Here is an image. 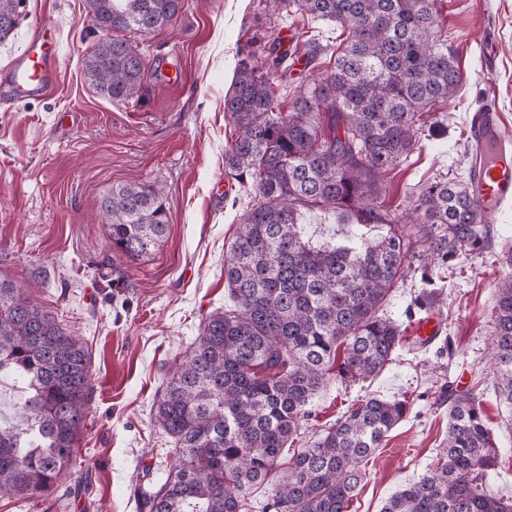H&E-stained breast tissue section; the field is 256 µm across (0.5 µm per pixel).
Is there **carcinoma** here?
Segmentation results:
<instances>
[{
    "instance_id": "carcinoma-1",
    "label": "carcinoma",
    "mask_w": 512,
    "mask_h": 512,
    "mask_svg": "<svg viewBox=\"0 0 512 512\" xmlns=\"http://www.w3.org/2000/svg\"><path fill=\"white\" fill-rule=\"evenodd\" d=\"M26 0H0V44L15 34ZM286 11L329 20L346 34L333 65L294 100L276 94L266 69L236 67L224 111L237 132L224 171L251 181L256 203L239 217L224 255L232 305L204 319L170 371L153 415L170 437L167 477L139 499V512H251V489L275 480L263 512H349L370 460L409 410L405 399L368 397L313 444L284 456L311 419L331 373L344 383L380 374L402 347L384 307L420 259L424 289L405 316L443 314L434 269L486 248L466 182L422 189L413 211L377 205L381 179L417 144L418 124L461 90L439 30L435 0H272ZM104 32H156L183 0H86ZM146 63L138 46L112 36L83 59L85 79L110 102L135 97ZM356 211L358 224H386L375 239L315 242L299 208ZM113 252L147 258L169 232L163 189L116 185L100 199ZM427 245L417 256L418 241ZM492 359L499 400L512 407V276L495 290ZM26 398L0 425V493L51 494L75 465L91 402L88 352L0 276V373ZM448 435L437 462L387 501L383 512H512L491 486L501 458L475 389L449 384Z\"/></svg>"
}]
</instances>
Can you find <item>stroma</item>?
Segmentation results:
<instances>
[{"label": "stroma", "instance_id": "obj_1", "mask_svg": "<svg viewBox=\"0 0 512 512\" xmlns=\"http://www.w3.org/2000/svg\"><path fill=\"white\" fill-rule=\"evenodd\" d=\"M61 19L59 77L52 97L0 108V275L29 287L34 299L79 336L91 359L94 394L77 462L50 501L0 495V512H138L137 498L163 479L172 447L152 406L175 359L211 311L224 306V252L249 190L224 173L236 128L224 96L239 61L259 66L263 47L294 48L309 38L340 40L335 23L272 11L268 0H184L163 31L135 34L147 69L138 96L110 102L86 81L81 60L99 39L85 0H55ZM439 28L456 56L462 89L447 107L425 114L418 144L385 182L387 207H403L426 185L463 180L470 163L466 116L495 104L512 129V0H437ZM497 56L482 73L486 50ZM130 181L162 187L170 207L167 238L148 258L114 257L99 200ZM355 213L306 210L318 238H344ZM512 207L489 248L435 271L446 303L439 343L415 345L405 315L422 287L412 272L384 308L403 330L395 360L359 384L329 380L295 447H305L366 396L406 398L407 416L365 465L350 512H381L404 485L435 462L448 431L447 383L477 387L502 458L495 490L512 497V410L497 398L490 363L495 288L512 272Z\"/></svg>", "mask_w": 512, "mask_h": 512}]
</instances>
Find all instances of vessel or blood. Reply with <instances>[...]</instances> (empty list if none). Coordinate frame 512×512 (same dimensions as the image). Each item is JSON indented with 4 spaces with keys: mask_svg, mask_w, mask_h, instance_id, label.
Segmentation results:
<instances>
[{
    "mask_svg": "<svg viewBox=\"0 0 512 512\" xmlns=\"http://www.w3.org/2000/svg\"><path fill=\"white\" fill-rule=\"evenodd\" d=\"M60 21L48 15L30 30L24 48L0 73V105L12 107L47 96L59 68ZM475 147L469 171L470 193L478 221L494 224L502 207L512 202V129L505 127L496 106L488 105L467 118Z\"/></svg>",
    "mask_w": 512,
    "mask_h": 512,
    "instance_id": "vessel-or-blood-1",
    "label": "vessel or blood"
}]
</instances>
